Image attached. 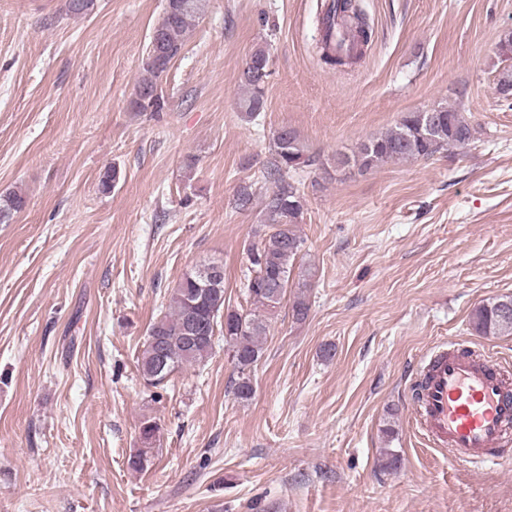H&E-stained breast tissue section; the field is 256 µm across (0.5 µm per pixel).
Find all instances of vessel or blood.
Returning <instances> with one entry per match:
<instances>
[{"label":"vessel or blood","mask_w":512,"mask_h":512,"mask_svg":"<svg viewBox=\"0 0 512 512\" xmlns=\"http://www.w3.org/2000/svg\"><path fill=\"white\" fill-rule=\"evenodd\" d=\"M415 407L422 431L453 458L491 464L490 448L512 433V378L486 361L436 348Z\"/></svg>","instance_id":"vessel-or-blood-1"}]
</instances>
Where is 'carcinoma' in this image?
<instances>
[{
	"label": "carcinoma",
	"mask_w": 512,
	"mask_h": 512,
	"mask_svg": "<svg viewBox=\"0 0 512 512\" xmlns=\"http://www.w3.org/2000/svg\"><path fill=\"white\" fill-rule=\"evenodd\" d=\"M207 0H169L173 7L165 8L154 28L161 36L160 50L163 61L154 58V44L144 66L145 76L137 83L130 101L134 112L152 115L167 109L160 80L169 71L185 46L186 36L197 19L204 13ZM336 15V30L347 36L353 44L348 51L333 46L328 36H322L320 59L331 66L354 63L363 54L371 34L358 0H332ZM243 95L239 109L250 119H257L265 111V85L250 74L241 73ZM440 109L431 130L421 127L420 112H406L385 132L362 142L351 156L337 158L344 167L354 166L364 172L388 161L429 159L443 150L454 147L459 139L470 141L474 128L454 106L437 105ZM316 165L315 156L309 154L297 132L290 127L276 131L273 137L271 159L263 172L270 184L263 201V237L248 245L247 253L253 275L246 284L247 295L254 305L250 312H240L225 306L224 280L210 286L205 296L199 289L206 285L201 271L212 266L224 267L220 261H211L192 269L174 289L169 312L156 320L149 329L147 339L138 358V367L144 383L158 387L188 364L204 361L212 351L215 332L223 333L224 341L232 347L238 378L231 389L234 397L245 401L252 397L254 388L249 372L260 359V340L266 333V314L278 308L290 288L291 273L299 259L304 240L297 231L304 213V198L292 173ZM254 190L241 185L233 198L234 208L247 210L253 203ZM25 197L19 192L0 195V223L22 209ZM299 291L293 294L292 316L298 321L307 318L310 310L305 294L307 279L297 282ZM472 330L482 336L512 334V297L504 296L478 307L471 318ZM159 432L158 424L145 420L141 424L142 447L130 455L129 467L141 471L151 462L153 445Z\"/></svg>",
	"instance_id": "obj_1"
}]
</instances>
